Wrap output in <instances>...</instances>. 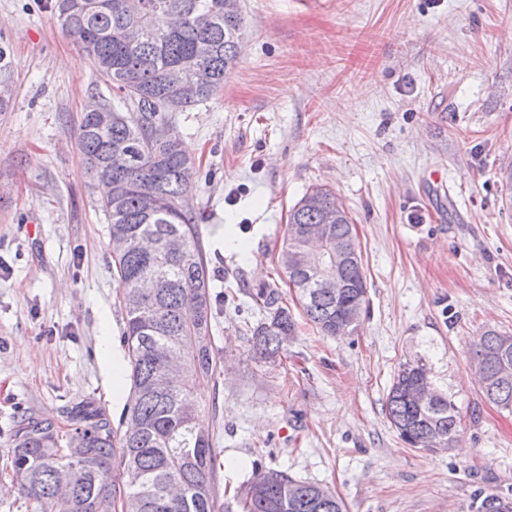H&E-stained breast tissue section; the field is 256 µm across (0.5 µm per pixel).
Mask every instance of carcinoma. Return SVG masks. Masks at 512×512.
<instances>
[{
  "mask_svg": "<svg viewBox=\"0 0 512 512\" xmlns=\"http://www.w3.org/2000/svg\"><path fill=\"white\" fill-rule=\"evenodd\" d=\"M130 13L124 0H53L61 27L75 36L117 100L102 106L112 125L83 113L78 146L91 179L109 187L101 199L117 275L124 281L121 304L126 330L130 389L124 420L138 432L115 429L90 402L66 409L83 447H70V432L51 418L31 414L17 425L8 452L21 491L55 512V479L71 472L73 512H346L332 489L297 480L285 471L254 467L230 499L220 500L214 437L205 425L197 395L215 379L211 340V274L202 243V214L186 207L197 188L187 182L185 153L168 99L182 111L224 88L225 71L236 61L245 35L240 11L226 0H142ZM9 47L0 41V88L11 85ZM311 224L329 225L355 259L345 267L348 282L364 276L353 224L332 191L313 187L289 210L288 226L302 233ZM300 240L285 237L284 270L307 319L327 336H345L351 313L360 314L356 289L336 297L315 286L298 265ZM262 317L246 326L254 354L274 362L295 335L296 325L278 288L262 284L251 293ZM472 363L486 369L483 392L489 402L512 411V336L484 331L472 345ZM428 376L424 364L401 365L386 400L392 426L411 448L425 449L437 434L459 435L454 403L417 406L404 398L406 386ZM470 512H512V500L479 493Z\"/></svg>",
  "mask_w": 512,
  "mask_h": 512,
  "instance_id": "carcinoma-1",
  "label": "carcinoma"
}]
</instances>
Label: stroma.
<instances>
[{
	"instance_id": "obj_1",
	"label": "stroma",
	"mask_w": 512,
	"mask_h": 512,
	"mask_svg": "<svg viewBox=\"0 0 512 512\" xmlns=\"http://www.w3.org/2000/svg\"><path fill=\"white\" fill-rule=\"evenodd\" d=\"M246 26L224 88L181 113L202 162L194 194L223 302L217 382L198 403L222 448L223 485L253 464L328 486L347 512H469L512 497V412L471 370L489 328L512 333V0H239ZM14 60L0 112V512H41L8 448L34 412L91 402L120 421L103 334L125 326L101 187L77 145L91 97L112 94L49 0H0ZM313 185L353 219L367 309L321 335L285 286L288 209ZM244 240L247 252L229 237ZM279 284L298 331L255 360L250 297ZM422 361L456 404L453 448L405 445L386 412L400 365ZM471 512H512V499L507 501L495 494L479 493L473 499Z\"/></svg>"
}]
</instances>
